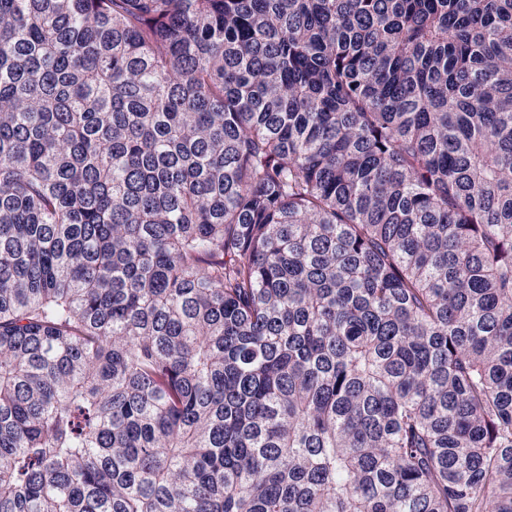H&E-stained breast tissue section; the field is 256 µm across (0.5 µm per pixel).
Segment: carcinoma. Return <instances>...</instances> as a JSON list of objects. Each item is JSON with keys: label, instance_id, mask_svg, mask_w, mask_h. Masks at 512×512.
<instances>
[{"label": "carcinoma", "instance_id": "cac0c4a2", "mask_svg": "<svg viewBox=\"0 0 512 512\" xmlns=\"http://www.w3.org/2000/svg\"><path fill=\"white\" fill-rule=\"evenodd\" d=\"M0 512H512V0H0Z\"/></svg>", "mask_w": 512, "mask_h": 512}]
</instances>
